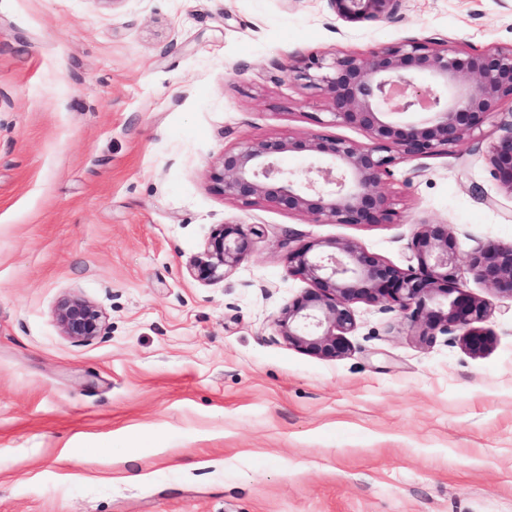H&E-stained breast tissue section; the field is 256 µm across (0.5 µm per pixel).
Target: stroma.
<instances>
[{
  "label": "stroma",
  "instance_id": "stroma-1",
  "mask_svg": "<svg viewBox=\"0 0 512 512\" xmlns=\"http://www.w3.org/2000/svg\"><path fill=\"white\" fill-rule=\"evenodd\" d=\"M419 39L512 46V0H403L346 23L327 0H0V512H512V299L476 280L494 335L416 336L354 306L344 356L276 332L306 289L281 241L339 239L401 267L420 222L459 264L512 244L485 160L503 102L448 153L397 163L390 224H324L224 198L225 150L317 133L327 104L292 60ZM255 225L223 281L188 272L218 224ZM78 297L103 336H63ZM55 319L62 335L76 342L102 336L105 325V317L99 309L75 297H66L59 302Z\"/></svg>",
  "mask_w": 512,
  "mask_h": 512
}]
</instances>
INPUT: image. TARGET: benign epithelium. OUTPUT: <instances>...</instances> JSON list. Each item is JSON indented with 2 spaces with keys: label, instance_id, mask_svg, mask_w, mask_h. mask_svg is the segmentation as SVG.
I'll return each instance as SVG.
<instances>
[{
  "label": "benign epithelium",
  "instance_id": "7a95c632",
  "mask_svg": "<svg viewBox=\"0 0 512 512\" xmlns=\"http://www.w3.org/2000/svg\"><path fill=\"white\" fill-rule=\"evenodd\" d=\"M344 22L389 19L402 0H327ZM289 77L321 93L329 119L365 131L369 143L312 135L266 138L224 151L211 178L220 192L244 207L267 205L327 224H389L391 202L379 190L399 161L448 151L473 137L499 105L512 102V47L463 54L445 42L418 39L365 54L335 52L302 59ZM299 153L309 177L288 172L283 158ZM487 163L501 189L512 196V132L494 143ZM254 228L224 223L213 230L188 271L197 281H221L253 250ZM410 248L417 266L400 268L343 240L288 246L287 273L309 288L276 320L278 335L299 350L337 358L350 350L356 329L352 305L397 307L418 336L458 327L473 352L490 344L475 327L487 307L466 290L467 277L512 298V244H483L458 263L459 242L441 223H422ZM62 335L75 342L102 335L103 313L85 300L62 299L55 311Z\"/></svg>",
  "mask_w": 512,
  "mask_h": 512
}]
</instances>
